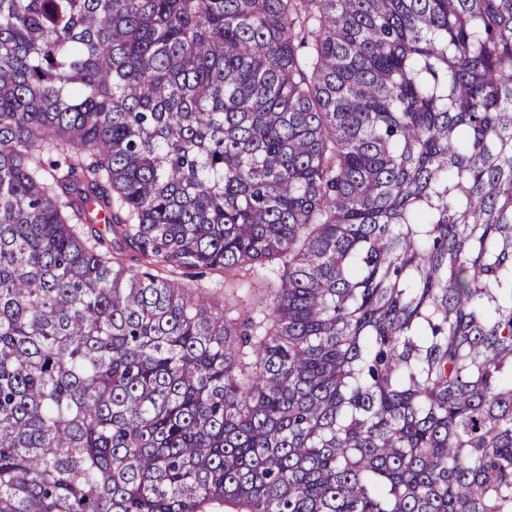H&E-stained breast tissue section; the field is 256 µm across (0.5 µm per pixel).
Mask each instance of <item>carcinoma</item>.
<instances>
[{"instance_id":"obj_1","label":"carcinoma","mask_w":512,"mask_h":512,"mask_svg":"<svg viewBox=\"0 0 512 512\" xmlns=\"http://www.w3.org/2000/svg\"><path fill=\"white\" fill-rule=\"evenodd\" d=\"M226 505L512 512V0H0V512ZM195 283L201 284L203 288L207 289L212 294V299L216 302H224L227 308L229 305L236 303L232 297V293L236 292V288H224V274L207 271L204 277L198 278Z\"/></svg>"}]
</instances>
